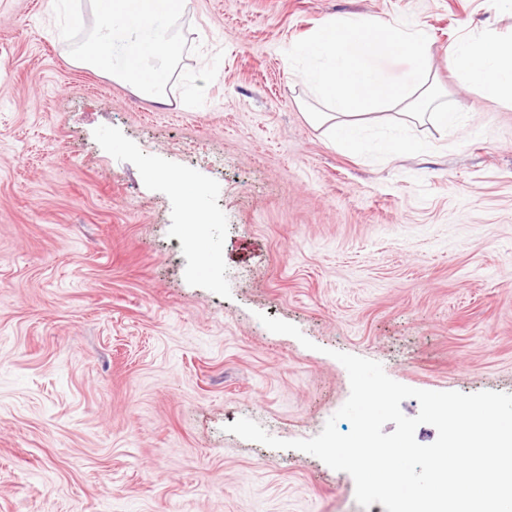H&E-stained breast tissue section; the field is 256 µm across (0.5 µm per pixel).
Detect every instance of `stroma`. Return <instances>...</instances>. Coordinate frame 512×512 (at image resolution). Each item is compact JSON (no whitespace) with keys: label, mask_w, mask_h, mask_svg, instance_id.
I'll return each instance as SVG.
<instances>
[{"label":"stroma","mask_w":512,"mask_h":512,"mask_svg":"<svg viewBox=\"0 0 512 512\" xmlns=\"http://www.w3.org/2000/svg\"><path fill=\"white\" fill-rule=\"evenodd\" d=\"M59 1L0 0V512H386L224 427L316 436L350 394L335 350L512 393V106L445 54L512 33V5L186 0L160 102L77 65ZM343 16L424 29L466 124L390 155L401 117L375 110L336 147L288 51ZM172 174L205 188L201 230Z\"/></svg>","instance_id":"35a3bbf8"}]
</instances>
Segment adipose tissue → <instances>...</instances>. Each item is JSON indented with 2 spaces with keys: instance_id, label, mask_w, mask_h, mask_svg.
Listing matches in <instances>:
<instances>
[{
  "instance_id": "1",
  "label": "adipose tissue",
  "mask_w": 512,
  "mask_h": 512,
  "mask_svg": "<svg viewBox=\"0 0 512 512\" xmlns=\"http://www.w3.org/2000/svg\"><path fill=\"white\" fill-rule=\"evenodd\" d=\"M92 6L95 28L76 51V61L163 99L166 81L181 60L170 23L182 14L184 0H92ZM295 53L310 61L301 79L318 104L311 117L330 123L338 146L353 150L364 144L362 113L369 108L397 109L407 122L446 129L463 122L462 112L442 100L432 77L428 37L420 28L344 17L323 25ZM392 55L416 60L409 80H391L378 68L379 59ZM448 62L472 86L512 103V38L482 31L451 45Z\"/></svg>"
}]
</instances>
